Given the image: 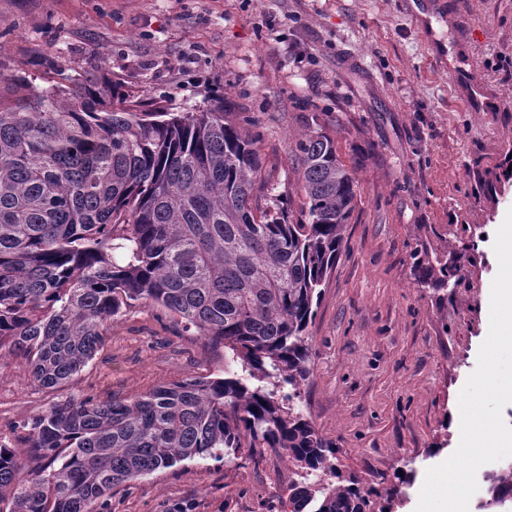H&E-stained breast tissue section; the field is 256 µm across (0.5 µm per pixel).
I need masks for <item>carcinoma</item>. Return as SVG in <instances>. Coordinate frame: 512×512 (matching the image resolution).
Returning a JSON list of instances; mask_svg holds the SVG:
<instances>
[{
	"label": "carcinoma",
	"mask_w": 512,
	"mask_h": 512,
	"mask_svg": "<svg viewBox=\"0 0 512 512\" xmlns=\"http://www.w3.org/2000/svg\"><path fill=\"white\" fill-rule=\"evenodd\" d=\"M121 99L115 107L113 100ZM222 100L198 112L143 109L93 78L0 80V350L40 386L76 377L112 320L139 302L224 343L248 376L192 377L132 399L52 405L23 425L28 471L0 445L11 512H103L112 489L185 460L272 452L303 471L288 512H375L397 487L336 474V445L296 411L311 371L306 336L355 209L332 138L295 143L305 194L261 208L263 161ZM477 512H512V460L486 473Z\"/></svg>",
	"instance_id": "obj_1"
}]
</instances>
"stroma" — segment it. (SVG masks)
<instances>
[{"mask_svg": "<svg viewBox=\"0 0 512 512\" xmlns=\"http://www.w3.org/2000/svg\"><path fill=\"white\" fill-rule=\"evenodd\" d=\"M0 62L41 86L107 79L171 112L228 100L265 160L263 203L287 196L295 216L296 140L314 121L335 141L357 202L306 331L296 408L335 443L342 478L398 486L391 512H414L458 444L448 416L489 332L493 242L512 209V0H0ZM240 369L137 303L60 387L0 354V444L58 402ZM296 478L274 455L186 460L114 489L108 512H269Z\"/></svg>", "mask_w": 512, "mask_h": 512, "instance_id": "stroma-1", "label": "stroma"}]
</instances>
